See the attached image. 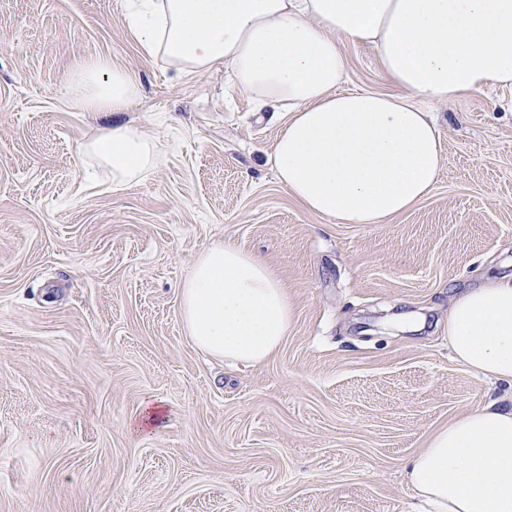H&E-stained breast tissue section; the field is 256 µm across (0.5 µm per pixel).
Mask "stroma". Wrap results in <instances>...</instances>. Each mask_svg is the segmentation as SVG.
I'll use <instances>...</instances> for the list:
<instances>
[{"mask_svg":"<svg viewBox=\"0 0 512 512\" xmlns=\"http://www.w3.org/2000/svg\"><path fill=\"white\" fill-rule=\"evenodd\" d=\"M127 0H0V512H413L407 460L487 397L456 362L453 294L512 276V88L432 105L433 192L383 224H338L279 184L287 112L216 69L144 56ZM346 86L393 92L373 48ZM103 57L141 85L118 114L64 89ZM159 164L112 188L84 151L112 122ZM236 243L288 288L260 364L199 350L180 286ZM159 428L135 433L147 401Z\"/></svg>","mask_w":512,"mask_h":512,"instance_id":"35a3bbf8","label":"stroma"}]
</instances>
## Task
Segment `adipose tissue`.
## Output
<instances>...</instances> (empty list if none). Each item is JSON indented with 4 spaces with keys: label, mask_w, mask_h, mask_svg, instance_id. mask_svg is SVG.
<instances>
[{
    "label": "adipose tissue",
    "mask_w": 512,
    "mask_h": 512,
    "mask_svg": "<svg viewBox=\"0 0 512 512\" xmlns=\"http://www.w3.org/2000/svg\"><path fill=\"white\" fill-rule=\"evenodd\" d=\"M127 10L146 56L186 75L224 67L260 105L287 109L266 163L306 210L340 224H382L431 194L443 147L426 104L512 87V0H129ZM348 42L376 50L399 94L342 90ZM70 90L93 112H124L139 95L103 58ZM85 149L116 188L159 162L156 142L126 124ZM181 311L198 348L235 362L265 361L293 322L274 270L231 242L195 261ZM448 340L464 366L512 382V279L457 296ZM404 475L422 512H512V403L455 418Z\"/></svg>",
    "instance_id": "ef3b65f1"
}]
</instances>
